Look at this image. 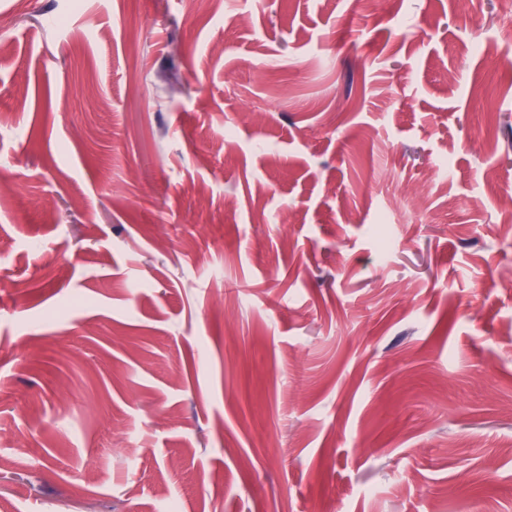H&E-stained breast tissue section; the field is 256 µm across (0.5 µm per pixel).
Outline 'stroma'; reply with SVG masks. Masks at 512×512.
<instances>
[{
  "mask_svg": "<svg viewBox=\"0 0 512 512\" xmlns=\"http://www.w3.org/2000/svg\"><path fill=\"white\" fill-rule=\"evenodd\" d=\"M512 0H0V512H512Z\"/></svg>",
  "mask_w": 512,
  "mask_h": 512,
  "instance_id": "obj_1",
  "label": "stroma"
}]
</instances>
